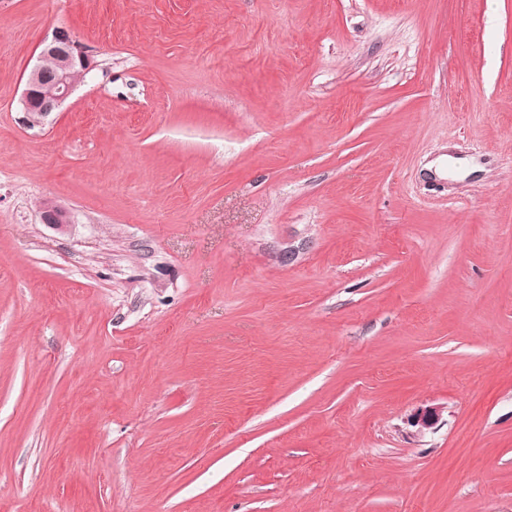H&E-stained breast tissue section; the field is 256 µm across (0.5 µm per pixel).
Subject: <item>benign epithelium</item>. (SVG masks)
Returning a JSON list of instances; mask_svg holds the SVG:
<instances>
[{
	"label": "benign epithelium",
	"mask_w": 512,
	"mask_h": 512,
	"mask_svg": "<svg viewBox=\"0 0 512 512\" xmlns=\"http://www.w3.org/2000/svg\"><path fill=\"white\" fill-rule=\"evenodd\" d=\"M94 62L71 34L55 31L51 41L44 43L38 64L28 74L20 104L22 122L30 128L43 125L45 119L59 109L73 92L77 80L84 78ZM42 220L46 224L67 223L66 214L54 203L42 205ZM439 416L435 407L415 411L409 423L417 431L431 428Z\"/></svg>",
	"instance_id": "1"
}]
</instances>
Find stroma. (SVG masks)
<instances>
[{
	"label": "stroma",
	"instance_id": "1",
	"mask_svg": "<svg viewBox=\"0 0 512 512\" xmlns=\"http://www.w3.org/2000/svg\"><path fill=\"white\" fill-rule=\"evenodd\" d=\"M0 512H512V0H0ZM54 69L49 70L47 62ZM94 67V62L71 34L57 29L50 42H45L38 64L28 74L20 104L22 122L30 128L42 126L45 119L59 109L73 92L77 80L84 78ZM46 84L53 92L44 94Z\"/></svg>",
	"mask_w": 512,
	"mask_h": 512
}]
</instances>
